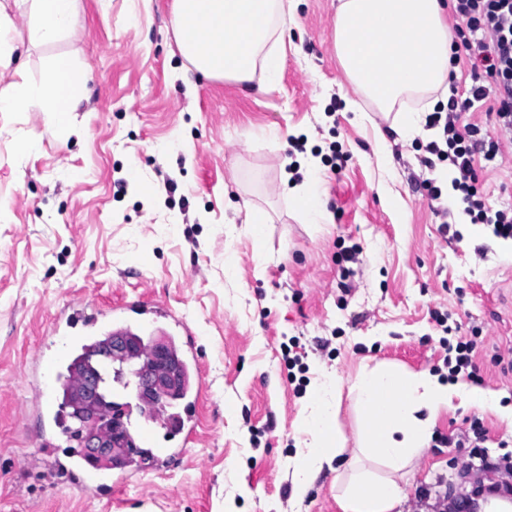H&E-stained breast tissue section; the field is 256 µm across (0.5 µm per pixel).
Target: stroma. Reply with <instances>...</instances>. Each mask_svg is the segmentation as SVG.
I'll list each match as a JSON object with an SVG mask.
<instances>
[{
	"label": "stroma",
	"mask_w": 512,
	"mask_h": 512,
	"mask_svg": "<svg viewBox=\"0 0 512 512\" xmlns=\"http://www.w3.org/2000/svg\"><path fill=\"white\" fill-rule=\"evenodd\" d=\"M336 2L300 0L269 92L187 72L167 29L172 0H77L72 34L21 46V70L0 77V90L36 81L49 58L66 56L88 97L64 140L48 113L0 112V512H339L336 477L360 447L356 376L443 367L435 310L476 342L481 387L499 408L457 399L437 417L402 481L410 512H434L464 494L466 472L484 470L448 444L472 420L491 457L512 442V243L483 224L442 228L424 186L427 135L404 141L380 114L346 111ZM463 120L500 137L501 156L475 166L490 203L512 205V137L488 106ZM262 128L270 137H257ZM302 136L319 160L326 224L279 191L288 140ZM28 140L39 150L20 157ZM246 200L270 216L260 233L235 212ZM139 297L194 332L201 391L193 428L156 430L179 458L109 471L121 484L106 499L57 469L66 448L39 387L46 361L72 345L54 329L64 307ZM331 380L344 451L301 494L292 474L314 444L308 389Z\"/></svg>",
	"instance_id": "stroma-1"
}]
</instances>
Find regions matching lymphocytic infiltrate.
<instances>
[{
    "label": "lymphocytic infiltrate",
    "instance_id": "lymphocytic-infiltrate-1",
    "mask_svg": "<svg viewBox=\"0 0 512 512\" xmlns=\"http://www.w3.org/2000/svg\"><path fill=\"white\" fill-rule=\"evenodd\" d=\"M455 29L453 50L471 67L472 85L466 95H452L446 107L429 113L430 127L441 130L425 150L457 171L453 189L472 223L492 226L496 236L512 238V207L492 208L478 186L476 155L495 160L498 139L479 138L476 125L463 123L464 114L485 98H493V112L501 131L512 132V0H449Z\"/></svg>",
    "mask_w": 512,
    "mask_h": 512
}]
</instances>
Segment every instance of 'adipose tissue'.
<instances>
[{
    "mask_svg": "<svg viewBox=\"0 0 512 512\" xmlns=\"http://www.w3.org/2000/svg\"><path fill=\"white\" fill-rule=\"evenodd\" d=\"M76 0H27V37L35 45L53 44L73 30ZM297 0H172L169 26L176 47L202 78L258 82L266 90L278 82L277 46L296 24ZM443 0H338L336 56L352 88L347 111L374 110L393 118L404 138L419 134L423 111L433 110L448 95L453 35ZM77 65L70 58H49L40 81L21 80L0 90V112L53 114L52 133H69V115L77 111ZM425 98L423 109L405 107V98ZM281 173L283 193L292 195L309 223L328 218L315 179L302 184ZM358 393L363 455L384 464L377 477L351 469L336 497L340 512H402L407 495L398 474L430 438L440 411L461 398L476 409L494 411L495 395L479 388L444 382L430 373L408 374L389 366L363 370ZM334 383L310 391L311 412L305 420L315 445L295 465L298 490L339 456L344 439L336 425Z\"/></svg>",
    "mask_w": 512,
    "mask_h": 512,
    "instance_id": "obj_1",
    "label": "adipose tissue"
}]
</instances>
